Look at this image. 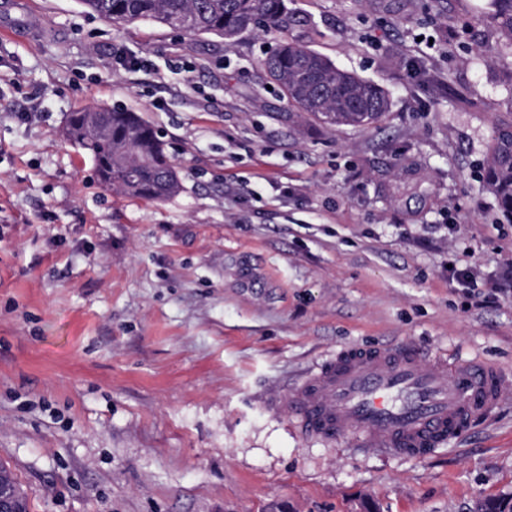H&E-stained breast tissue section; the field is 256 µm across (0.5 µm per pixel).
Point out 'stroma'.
I'll return each instance as SVG.
<instances>
[{
	"instance_id": "35a3bbf8",
	"label": "stroma",
	"mask_w": 512,
	"mask_h": 512,
	"mask_svg": "<svg viewBox=\"0 0 512 512\" xmlns=\"http://www.w3.org/2000/svg\"><path fill=\"white\" fill-rule=\"evenodd\" d=\"M0 36V464L29 512H473L512 496V394L428 458L306 435L272 406L344 346L512 376V224L480 178L512 119L487 0H288L234 40L79 0ZM292 40L391 108L329 126L270 90ZM121 106L168 145L164 202L68 140ZM470 276L473 287L461 279Z\"/></svg>"
}]
</instances>
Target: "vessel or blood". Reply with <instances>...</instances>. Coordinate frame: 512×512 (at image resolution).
<instances>
[{
  "label": "vessel or blood",
  "instance_id": "b4317fda",
  "mask_svg": "<svg viewBox=\"0 0 512 512\" xmlns=\"http://www.w3.org/2000/svg\"><path fill=\"white\" fill-rule=\"evenodd\" d=\"M509 391L512 379L480 361H426L408 344L345 346L278 401L306 434H356L362 447L424 458L493 414Z\"/></svg>",
  "mask_w": 512,
  "mask_h": 512
}]
</instances>
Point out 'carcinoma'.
Returning a JSON list of instances; mask_svg holds the SVG:
<instances>
[{"label":"carcinoma","instance_id":"1","mask_svg":"<svg viewBox=\"0 0 512 512\" xmlns=\"http://www.w3.org/2000/svg\"><path fill=\"white\" fill-rule=\"evenodd\" d=\"M89 13L107 22L130 25L151 20L169 26L185 21L183 32L232 40L259 23L288 27L285 0H79ZM489 21L502 47L512 53V0H489ZM268 77L288 103L324 124L365 127L389 111L376 85L340 69L327 57L294 42H283L263 62ZM69 139L92 159L101 183L133 198L166 201L181 190L166 144L148 122L120 107L69 115ZM483 182L512 218V121L497 127L484 167ZM476 512H512V498L487 500Z\"/></svg>","mask_w":512,"mask_h":512}]
</instances>
